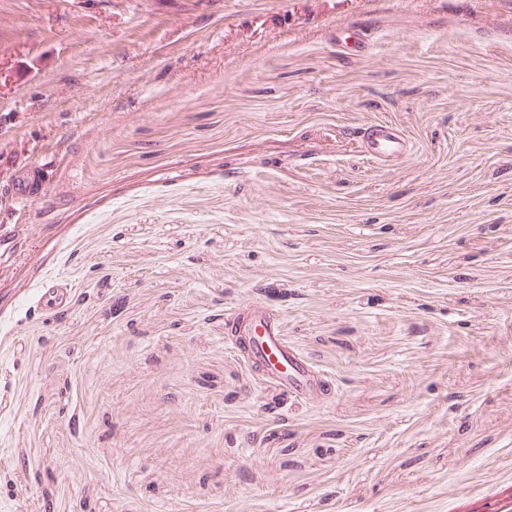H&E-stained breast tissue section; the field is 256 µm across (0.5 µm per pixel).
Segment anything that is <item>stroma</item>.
<instances>
[{
    "label": "stroma",
    "instance_id": "1",
    "mask_svg": "<svg viewBox=\"0 0 512 512\" xmlns=\"http://www.w3.org/2000/svg\"><path fill=\"white\" fill-rule=\"evenodd\" d=\"M1 224L0 512L512 491V0H0ZM370 152L375 156L401 155L405 152L404 142L383 125L368 137ZM255 361L261 362L268 374L275 376L286 388L298 393H306L315 387V379L306 365L291 356L284 348L273 328L252 347ZM283 365L285 370H281Z\"/></svg>",
    "mask_w": 512,
    "mask_h": 512
}]
</instances>
